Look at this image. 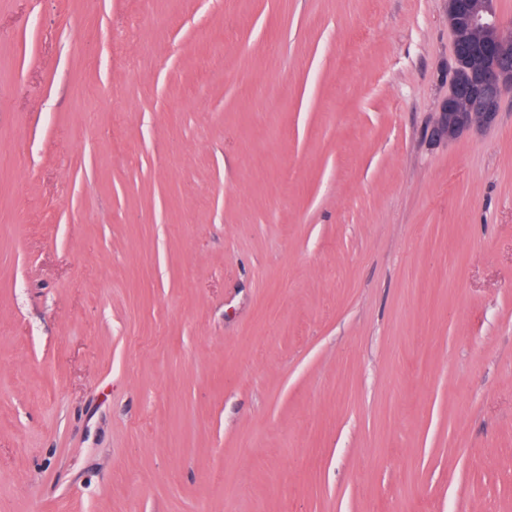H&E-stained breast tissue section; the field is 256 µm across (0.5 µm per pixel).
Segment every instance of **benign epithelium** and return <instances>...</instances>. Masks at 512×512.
<instances>
[{
  "label": "benign epithelium",
  "mask_w": 512,
  "mask_h": 512,
  "mask_svg": "<svg viewBox=\"0 0 512 512\" xmlns=\"http://www.w3.org/2000/svg\"><path fill=\"white\" fill-rule=\"evenodd\" d=\"M447 20L452 77L431 129L439 142L495 125L503 97L512 92V28L496 0H448Z\"/></svg>",
  "instance_id": "obj_1"
}]
</instances>
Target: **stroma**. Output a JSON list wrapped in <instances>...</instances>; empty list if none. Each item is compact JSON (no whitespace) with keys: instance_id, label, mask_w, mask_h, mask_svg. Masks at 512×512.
I'll list each match as a JSON object with an SVG mask.
<instances>
[{"instance_id":"obj_1","label":"stroma","mask_w":512,"mask_h":512,"mask_svg":"<svg viewBox=\"0 0 512 512\" xmlns=\"http://www.w3.org/2000/svg\"><path fill=\"white\" fill-rule=\"evenodd\" d=\"M450 56L446 0H0V512H512V94L432 143Z\"/></svg>"}]
</instances>
